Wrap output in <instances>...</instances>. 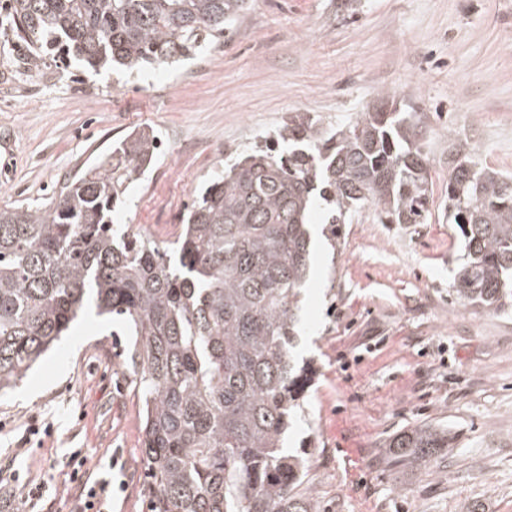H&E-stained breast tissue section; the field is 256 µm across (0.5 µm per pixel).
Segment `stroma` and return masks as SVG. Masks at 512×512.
<instances>
[{"label":"stroma","instance_id":"obj_1","mask_svg":"<svg viewBox=\"0 0 512 512\" xmlns=\"http://www.w3.org/2000/svg\"><path fill=\"white\" fill-rule=\"evenodd\" d=\"M23 52L1 25L0 205L48 203L113 142L149 127L163 149L112 221L152 226L158 241L178 234L218 162L292 113L341 125L382 89L419 113L425 222L384 224L367 205L343 225L338 251L316 244L298 346L310 381L287 444L309 450L319 512H512V314L448 292L462 254L448 222L453 145L512 173V0H250L203 58L128 81L76 63L22 75ZM130 344L104 319L79 317L0 394V457L43 483L40 512H68L63 460L76 450L94 471L117 455L112 512H148L139 386L121 365ZM33 420L50 435L29 434ZM424 423L455 433L454 447L392 465L385 441Z\"/></svg>","mask_w":512,"mask_h":512}]
</instances>
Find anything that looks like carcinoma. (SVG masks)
I'll return each mask as SVG.
<instances>
[{
  "mask_svg": "<svg viewBox=\"0 0 512 512\" xmlns=\"http://www.w3.org/2000/svg\"><path fill=\"white\" fill-rule=\"evenodd\" d=\"M10 28L31 72L60 53L91 69L177 68L224 38L248 0H9ZM360 112L328 129L295 112L195 191L170 242L119 224L112 212L155 161L158 138L134 130L42 206H0V390L82 314L95 310L134 338L142 456L152 512H317L303 458L285 450L308 376L294 352L310 274L309 216L322 234L364 204L387 224L429 211L418 113ZM448 221L461 263L462 305L512 311V177L458 149L448 161ZM423 424L392 437L395 464L453 447Z\"/></svg>",
  "mask_w": 512,
  "mask_h": 512,
  "instance_id": "cac0c4a2",
  "label": "carcinoma"
}]
</instances>
